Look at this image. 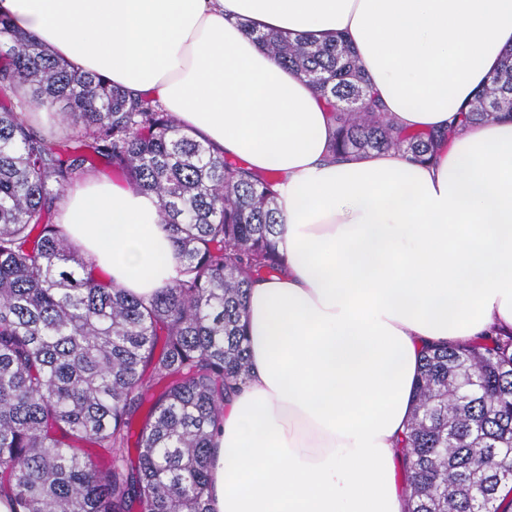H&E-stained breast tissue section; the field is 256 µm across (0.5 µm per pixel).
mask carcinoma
<instances>
[{
    "label": "carcinoma",
    "mask_w": 512,
    "mask_h": 512,
    "mask_svg": "<svg viewBox=\"0 0 512 512\" xmlns=\"http://www.w3.org/2000/svg\"><path fill=\"white\" fill-rule=\"evenodd\" d=\"M249 34L327 101L333 157L438 149L382 111L345 37ZM59 104L62 136L30 115ZM505 117L512 52L461 113ZM100 163L158 198L182 271L149 300L100 278L56 222ZM281 184L0 16V494L15 512H209L210 429L250 372L248 288L287 270ZM415 399L406 512H495L512 483V333L425 346Z\"/></svg>",
    "instance_id": "carcinoma-1"
}]
</instances>
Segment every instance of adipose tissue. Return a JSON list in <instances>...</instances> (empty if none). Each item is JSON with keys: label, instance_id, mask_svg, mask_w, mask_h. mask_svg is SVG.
<instances>
[{"label": "adipose tissue", "instance_id": "1", "mask_svg": "<svg viewBox=\"0 0 512 512\" xmlns=\"http://www.w3.org/2000/svg\"><path fill=\"white\" fill-rule=\"evenodd\" d=\"M0 15L283 179L288 270L249 293L251 371L213 431L211 512H404L421 349L512 332V119L458 129L426 164L327 162L323 101L246 30L345 36L398 126L444 132L512 49V0H0ZM157 211L90 176L59 222L148 297L179 275Z\"/></svg>", "mask_w": 512, "mask_h": 512}]
</instances>
